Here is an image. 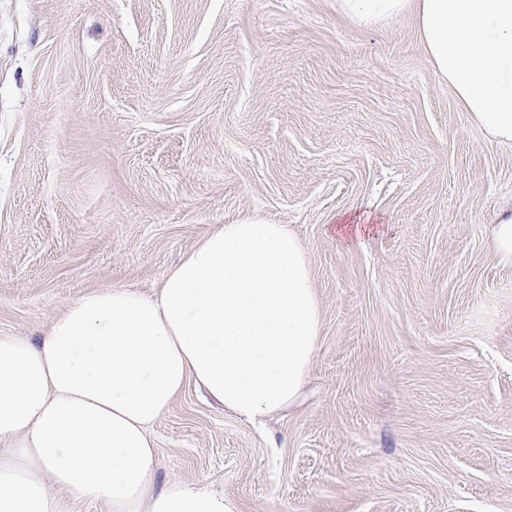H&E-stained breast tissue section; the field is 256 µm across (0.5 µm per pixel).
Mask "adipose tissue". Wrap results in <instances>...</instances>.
I'll use <instances>...</instances> for the list:
<instances>
[{"label":"adipose tissue","mask_w":512,"mask_h":512,"mask_svg":"<svg viewBox=\"0 0 512 512\" xmlns=\"http://www.w3.org/2000/svg\"><path fill=\"white\" fill-rule=\"evenodd\" d=\"M374 26L413 12L434 75L512 143V0H335ZM322 330L308 256L282 224H221L153 294L91 292L38 339L0 335V512H238L207 483L157 487L153 426L188 384L259 424L302 398Z\"/></svg>","instance_id":"adipose-tissue-1"}]
</instances>
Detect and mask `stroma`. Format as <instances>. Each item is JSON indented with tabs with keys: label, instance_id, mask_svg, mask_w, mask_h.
<instances>
[{
	"label": "stroma",
	"instance_id": "1",
	"mask_svg": "<svg viewBox=\"0 0 512 512\" xmlns=\"http://www.w3.org/2000/svg\"><path fill=\"white\" fill-rule=\"evenodd\" d=\"M512 206L495 143L414 14L334 0H0V334L154 292L218 225L305 246L323 331L302 401L257 428L188 385L158 485L239 512H512ZM374 230L337 239V215ZM279 445L269 458L270 442ZM490 238L499 259L512 262V211L500 215L497 224H491Z\"/></svg>",
	"mask_w": 512,
	"mask_h": 512
}]
</instances>
